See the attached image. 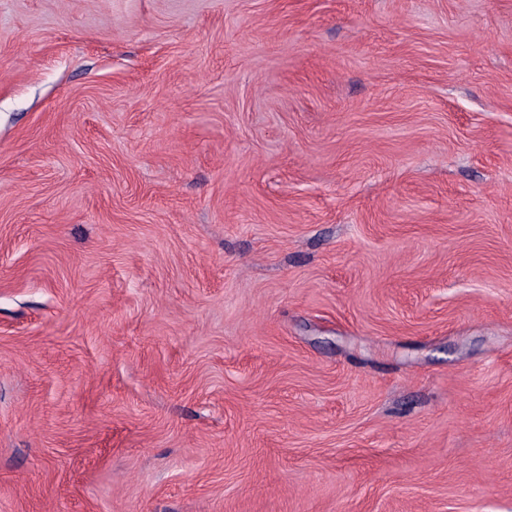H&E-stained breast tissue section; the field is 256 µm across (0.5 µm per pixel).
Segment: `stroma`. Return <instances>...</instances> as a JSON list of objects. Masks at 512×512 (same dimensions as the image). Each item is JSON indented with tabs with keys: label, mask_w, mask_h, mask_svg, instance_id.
Here are the masks:
<instances>
[{
	"label": "stroma",
	"mask_w": 512,
	"mask_h": 512,
	"mask_svg": "<svg viewBox=\"0 0 512 512\" xmlns=\"http://www.w3.org/2000/svg\"><path fill=\"white\" fill-rule=\"evenodd\" d=\"M0 512H512V0H0Z\"/></svg>",
	"instance_id": "1"
}]
</instances>
